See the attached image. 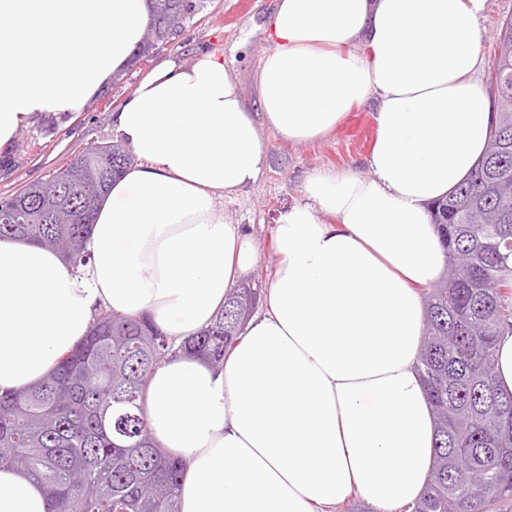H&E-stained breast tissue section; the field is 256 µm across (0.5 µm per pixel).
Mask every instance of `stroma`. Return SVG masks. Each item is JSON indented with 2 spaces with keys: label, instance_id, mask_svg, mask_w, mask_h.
Segmentation results:
<instances>
[{
  "label": "stroma",
  "instance_id": "obj_1",
  "mask_svg": "<svg viewBox=\"0 0 512 512\" xmlns=\"http://www.w3.org/2000/svg\"><path fill=\"white\" fill-rule=\"evenodd\" d=\"M272 3L273 0H206L204 9L174 40L123 69L121 81L106 84L83 110L39 115L19 131L10 152L0 153V198L47 179L66 164L72 153L116 137L114 113L134 92L140 79L163 59L174 58L190 65L206 53L223 57L249 111H259L257 74L260 60L269 48L267 28ZM510 16L512 0H491L490 11L480 23V79H487L494 66L496 30ZM374 127V109L366 104L353 107L331 135L314 142H291L272 130L264 131L265 158L259 178L225 199L223 205L226 222L243 225L255 240L256 262L245 280L257 291H264L268 285L273 230L281 213L302 200L307 176L319 169L367 175L368 152L358 144L356 132Z\"/></svg>",
  "mask_w": 512,
  "mask_h": 512
}]
</instances>
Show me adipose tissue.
<instances>
[{
  "mask_svg": "<svg viewBox=\"0 0 512 512\" xmlns=\"http://www.w3.org/2000/svg\"><path fill=\"white\" fill-rule=\"evenodd\" d=\"M490 0H274L258 75L261 117L224 61H161L114 116L136 156L99 202L73 269L0 240V393L56 368L97 309L147 314L174 343L210 325L255 263L224 197L254 183L263 129L331 134L375 105L368 175L319 170L274 230L265 311L222 369L187 356L151 375L150 436L186 464L180 512H376L419 498L434 455L416 359L421 290L446 251L429 207L482 157L490 103L477 79ZM146 0H0V151L41 113L85 108L124 66ZM0 467V512H47Z\"/></svg>",
  "mask_w": 512,
  "mask_h": 512,
  "instance_id": "1",
  "label": "adipose tissue"
}]
</instances>
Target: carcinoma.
Segmentation results:
<instances>
[{
  "mask_svg": "<svg viewBox=\"0 0 512 512\" xmlns=\"http://www.w3.org/2000/svg\"><path fill=\"white\" fill-rule=\"evenodd\" d=\"M139 61L170 43L204 0H149ZM494 68L512 73V18L497 34ZM495 121L469 178L432 206L447 250L441 280L425 293L418 368L436 440L426 489L402 512H512V394L496 381L495 338L512 331V86L494 89ZM133 163L123 140L78 152L41 189L0 200L31 224L0 222V239L28 241L74 266L90 255L98 200ZM254 289L229 294L210 325L175 345L144 315L99 310L88 334L41 381L0 394V467L20 466L43 485L48 512H180L182 461L151 440L143 395L152 371L174 356L219 369L255 308Z\"/></svg>",
  "mask_w": 512,
  "mask_h": 512,
  "instance_id": "carcinoma-1",
  "label": "carcinoma"
}]
</instances>
